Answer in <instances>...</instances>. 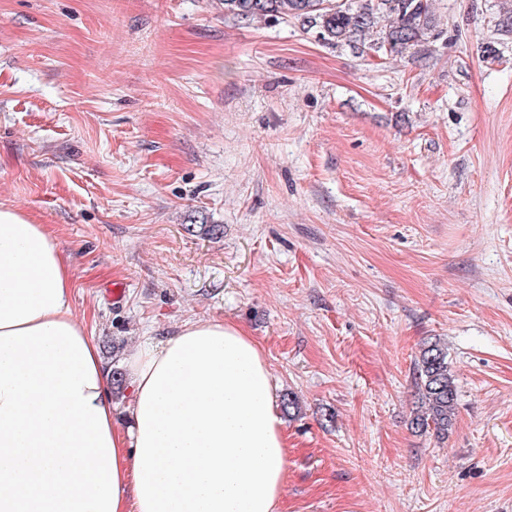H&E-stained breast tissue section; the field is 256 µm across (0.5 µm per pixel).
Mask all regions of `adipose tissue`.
I'll return each mask as SVG.
<instances>
[{
    "label": "adipose tissue",
    "instance_id": "1",
    "mask_svg": "<svg viewBox=\"0 0 512 512\" xmlns=\"http://www.w3.org/2000/svg\"><path fill=\"white\" fill-rule=\"evenodd\" d=\"M111 371L45 225L0 204V512H279L287 439L259 344L201 319Z\"/></svg>",
    "mask_w": 512,
    "mask_h": 512
}]
</instances>
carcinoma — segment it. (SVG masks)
Segmentation results:
<instances>
[{"mask_svg":"<svg viewBox=\"0 0 512 512\" xmlns=\"http://www.w3.org/2000/svg\"><path fill=\"white\" fill-rule=\"evenodd\" d=\"M224 16L239 21L294 20L331 47L359 45L385 56H402L439 37L433 0H223ZM418 405L412 426L443 439L453 426L457 402L448 347L424 345L414 361Z\"/></svg>","mask_w":512,"mask_h":512,"instance_id":"carcinoma-1","label":"carcinoma"}]
</instances>
